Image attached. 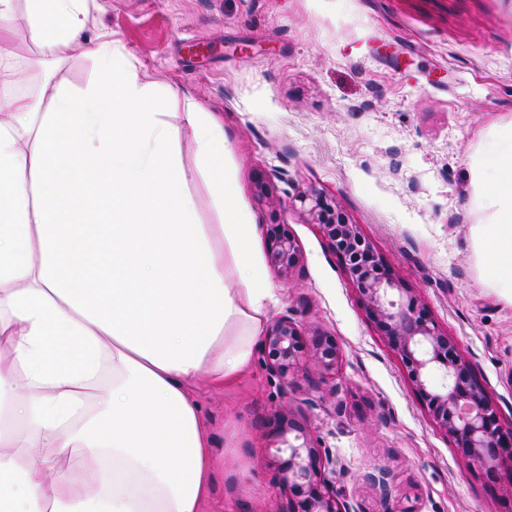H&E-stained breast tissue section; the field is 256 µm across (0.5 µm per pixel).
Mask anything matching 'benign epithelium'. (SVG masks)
I'll return each mask as SVG.
<instances>
[{"label": "benign epithelium", "mask_w": 512, "mask_h": 512, "mask_svg": "<svg viewBox=\"0 0 512 512\" xmlns=\"http://www.w3.org/2000/svg\"><path fill=\"white\" fill-rule=\"evenodd\" d=\"M294 201L300 203V213L309 223L319 225L341 253L368 314L399 355L416 390L428 401L436 423L486 472L496 474L505 466L512 471V427L500 424L497 409L474 378L469 361L438 329L421 299L402 287L397 277L379 272L358 225L344 223L320 191H299ZM301 256L300 245L288 234H270L268 259L277 275L292 273ZM261 353L268 373L284 380L307 366L329 375L338 370L342 360L335 338L317 331L307 335L289 312L269 326ZM436 372L443 375L444 383L433 391L429 380ZM288 433L293 438H287ZM272 437L279 447L269 464L277 471L279 483L288 489L278 512H356L355 507L340 501L326 475L336 472V461L321 456L317 439L295 418L293 409L279 412ZM283 453L288 457H281ZM365 480L383 496L389 495L390 471L379 468L366 474Z\"/></svg>", "instance_id": "obj_1"}]
</instances>
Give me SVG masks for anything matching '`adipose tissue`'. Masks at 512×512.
Segmentation results:
<instances>
[{
	"label": "adipose tissue",
	"instance_id": "1",
	"mask_svg": "<svg viewBox=\"0 0 512 512\" xmlns=\"http://www.w3.org/2000/svg\"><path fill=\"white\" fill-rule=\"evenodd\" d=\"M14 2L0 30L62 55L94 0ZM87 53L86 89L0 96V512H202L224 455L193 388L249 369L275 290L223 123L109 35ZM178 102L222 223L186 190ZM471 174L474 247L512 298V123Z\"/></svg>",
	"mask_w": 512,
	"mask_h": 512
}]
</instances>
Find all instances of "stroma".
I'll list each match as a JSON object with an SVG mask.
<instances>
[{
    "mask_svg": "<svg viewBox=\"0 0 512 512\" xmlns=\"http://www.w3.org/2000/svg\"><path fill=\"white\" fill-rule=\"evenodd\" d=\"M111 34L145 80L192 97L224 123L230 166L259 250L282 226L303 258L274 278L269 316L292 313L335 336L343 358L320 377L285 381L254 353L250 369L194 394L224 454L204 512H276L284 494L269 465L276 411L294 402L341 472L358 512H512L507 474L470 465L434 422L368 315L338 252L291 203L313 187L358 225L380 270L428 307L512 427V301L490 287L471 235L480 214L470 164L491 126L512 122V0H95L85 39ZM23 82L37 48L24 26L0 31ZM95 64L81 45L54 72L86 87ZM188 190L204 224L210 204L190 127L175 115ZM271 186L255 194L257 177ZM393 475L390 498L365 482Z\"/></svg>",
    "mask_w": 512,
    "mask_h": 512,
    "instance_id": "35a3bbf8",
    "label": "stroma"
}]
</instances>
